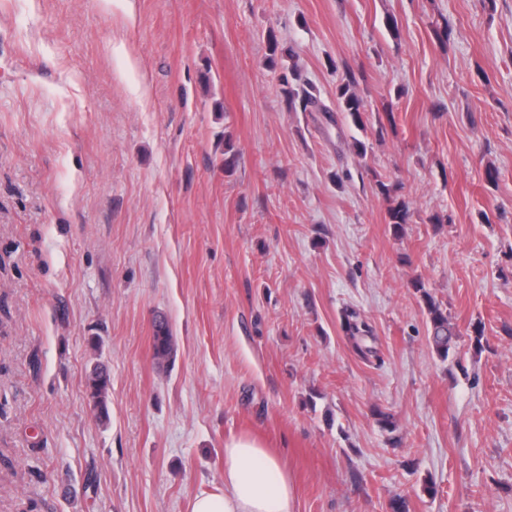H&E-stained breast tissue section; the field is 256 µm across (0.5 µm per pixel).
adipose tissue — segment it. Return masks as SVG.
I'll list each match as a JSON object with an SVG mask.
<instances>
[{
	"mask_svg": "<svg viewBox=\"0 0 512 512\" xmlns=\"http://www.w3.org/2000/svg\"><path fill=\"white\" fill-rule=\"evenodd\" d=\"M295 484L277 453L256 438L224 444L220 488L195 496L191 512H294Z\"/></svg>",
	"mask_w": 512,
	"mask_h": 512,
	"instance_id": "adipose-tissue-1",
	"label": "adipose tissue"
}]
</instances>
